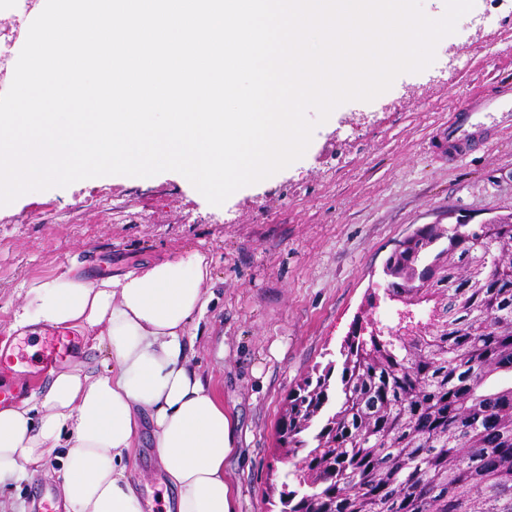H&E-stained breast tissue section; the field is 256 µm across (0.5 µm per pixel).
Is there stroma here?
Returning <instances> with one entry per match:
<instances>
[{"label":"stroma","instance_id":"obj_1","mask_svg":"<svg viewBox=\"0 0 512 512\" xmlns=\"http://www.w3.org/2000/svg\"><path fill=\"white\" fill-rule=\"evenodd\" d=\"M45 0H0V94L10 87ZM512 86V0H476L434 62L400 74L373 101H350L318 125L304 156L209 204L183 175H109L29 192L0 206V345L30 358L43 331L11 330L17 286L79 268L95 277L195 246L212 260L210 307L193 362L236 420L224 460L237 512H271L286 464L275 436L288 393L340 349L397 241L418 225L480 224L512 212V127L480 133L449 161L444 132L460 103ZM128 473L151 512L164 488L142 434ZM57 473L0 486V512H33Z\"/></svg>","mask_w":512,"mask_h":512}]
</instances>
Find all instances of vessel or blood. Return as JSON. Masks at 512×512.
<instances>
[{
	"mask_svg": "<svg viewBox=\"0 0 512 512\" xmlns=\"http://www.w3.org/2000/svg\"><path fill=\"white\" fill-rule=\"evenodd\" d=\"M458 120L449 124L446 135L449 159L465 154L474 137L482 131L502 123L512 121V95L501 94L493 99L473 97L460 106ZM47 348L38 365L30 367L27 361L8 345L0 346V377L27 375L29 382L37 381L50 373L62 358L72 356L78 347L69 336L51 331L46 336Z\"/></svg>",
	"mask_w": 512,
	"mask_h": 512,
	"instance_id": "vessel-or-blood-1",
	"label": "vessel or blood"
}]
</instances>
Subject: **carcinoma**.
I'll return each instance as SVG.
<instances>
[{
  "mask_svg": "<svg viewBox=\"0 0 512 512\" xmlns=\"http://www.w3.org/2000/svg\"><path fill=\"white\" fill-rule=\"evenodd\" d=\"M397 311L356 320L285 398L279 512H512V213L423 224L383 269Z\"/></svg>",
  "mask_w": 512,
  "mask_h": 512,
  "instance_id": "carcinoma-1",
  "label": "carcinoma"
}]
</instances>
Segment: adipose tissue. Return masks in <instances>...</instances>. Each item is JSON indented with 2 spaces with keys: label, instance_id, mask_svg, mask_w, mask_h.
<instances>
[{
  "label": "adipose tissue",
  "instance_id": "ef3b65f1",
  "mask_svg": "<svg viewBox=\"0 0 512 512\" xmlns=\"http://www.w3.org/2000/svg\"><path fill=\"white\" fill-rule=\"evenodd\" d=\"M212 264L188 247L90 278L74 271L22 282L11 330L60 327L107 343L105 372L54 374L37 403L0 409V484L45 468L64 449V512H144L126 464L142 431L172 491L171 512H236L224 478L235 432L193 365L188 330L211 301Z\"/></svg>",
  "mask_w": 512,
  "mask_h": 512
}]
</instances>
